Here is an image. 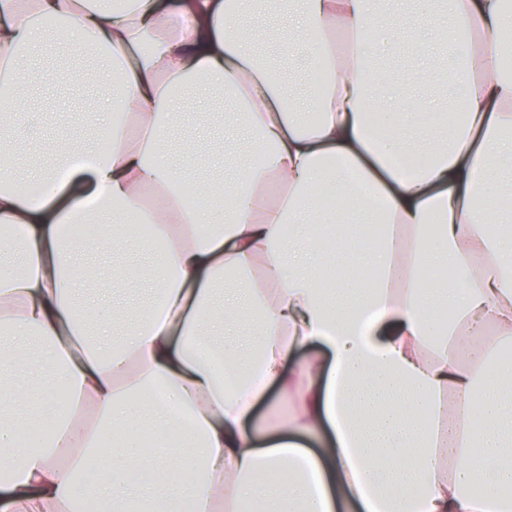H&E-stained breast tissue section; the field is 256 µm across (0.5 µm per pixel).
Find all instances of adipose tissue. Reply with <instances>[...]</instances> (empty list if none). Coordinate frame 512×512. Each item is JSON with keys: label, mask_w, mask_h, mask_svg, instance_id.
Here are the masks:
<instances>
[{"label": "adipose tissue", "mask_w": 512, "mask_h": 512, "mask_svg": "<svg viewBox=\"0 0 512 512\" xmlns=\"http://www.w3.org/2000/svg\"><path fill=\"white\" fill-rule=\"evenodd\" d=\"M298 4L273 37L302 58L291 81L243 36L239 0H0V224L15 229L0 238V467L20 470L6 512H65L88 456L106 461L97 512H512V369L494 361L512 345V0L439 15L416 0L383 28V0ZM51 36L99 50L125 120L100 107L84 167L56 138L70 175L32 187L3 171L43 130L20 104L54 76L24 52ZM381 52L408 57L398 80ZM197 86L236 101L266 166L209 189L168 165L174 104ZM116 200L170 238L160 301L118 334V308L76 303L74 262L88 240L139 246L127 224L84 229ZM357 212L389 227L374 250ZM240 291L259 321L212 339ZM32 341L40 367L16 376ZM158 384L186 421L152 400ZM270 385L290 410L258 438ZM326 428L323 456L302 448Z\"/></svg>", "instance_id": "obj_1"}]
</instances>
